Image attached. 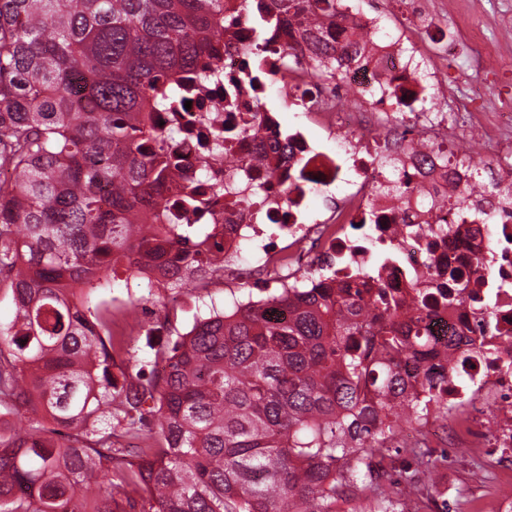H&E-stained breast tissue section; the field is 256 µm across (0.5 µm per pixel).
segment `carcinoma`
Returning <instances> with one entry per match:
<instances>
[{
  "label": "carcinoma",
  "instance_id": "cac0c4a2",
  "mask_svg": "<svg viewBox=\"0 0 512 512\" xmlns=\"http://www.w3.org/2000/svg\"><path fill=\"white\" fill-rule=\"evenodd\" d=\"M225 0H0V512H424L448 462L415 448L394 475L400 418L448 420V362L411 379L402 362L434 355L428 302L402 328L395 300L296 282L265 306L215 310L170 348L112 354L100 294L119 271L180 261L224 264L213 224H172L177 188L154 124L180 74L214 54ZM331 25L338 0H241L259 48L272 9ZM315 74L349 57L311 26ZM49 419L51 426L44 425ZM146 435L127 465L115 439ZM23 488L16 495L13 489Z\"/></svg>",
  "mask_w": 512,
  "mask_h": 512
}]
</instances>
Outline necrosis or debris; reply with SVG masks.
I'll use <instances>...</instances> for the list:
<instances>
[{"mask_svg":"<svg viewBox=\"0 0 512 512\" xmlns=\"http://www.w3.org/2000/svg\"><path fill=\"white\" fill-rule=\"evenodd\" d=\"M351 30L373 36L376 18L349 12ZM302 17L267 29L265 70L288 85L305 125L284 130L276 112H255L266 86L244 52L250 27L225 15L218 54L185 72L181 98L155 121L173 130L165 148L182 180L198 183L206 203L187 205L174 193L162 205L179 224H213L224 244V269L251 279V304L270 288L309 274L310 286H386L409 322L414 300L427 298L428 336L453 357L448 420L461 448L512 449V220L488 228L494 209H512V170L496 195H473L467 211L437 207L467 162L444 112H386L388 88L400 102L432 95L431 75L396 38H374L372 53L352 62L342 94L329 91L309 66L312 48L287 49ZM429 140L447 162L412 149ZM392 165L416 199L401 202L376 189L379 164ZM343 186L312 214L315 193Z\"/></svg>","mask_w":512,"mask_h":512,"instance_id":"obj_1","label":"necrosis or debris"}]
</instances>
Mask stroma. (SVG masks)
Instances as JSON below:
<instances>
[{
	"label": "stroma",
	"instance_id": "35a3bbf8",
	"mask_svg": "<svg viewBox=\"0 0 512 512\" xmlns=\"http://www.w3.org/2000/svg\"><path fill=\"white\" fill-rule=\"evenodd\" d=\"M444 11L421 20L411 16L402 0H388L381 31L401 36L419 54L441 59L439 79L453 85L460 101L473 112L512 113V0H445ZM120 274L105 299L112 302V346L173 344L188 332L210 305H224L248 291L245 280L227 277L182 289L170 297L158 288L143 308L144 323L135 339H128L131 304L143 294ZM432 456L447 455L448 464L438 476L447 485L428 512H452L458 503L475 498L479 491H501L498 457L489 448H452L448 430L435 426L427 442Z\"/></svg>",
	"mask_w": 512,
	"mask_h": 512
}]
</instances>
